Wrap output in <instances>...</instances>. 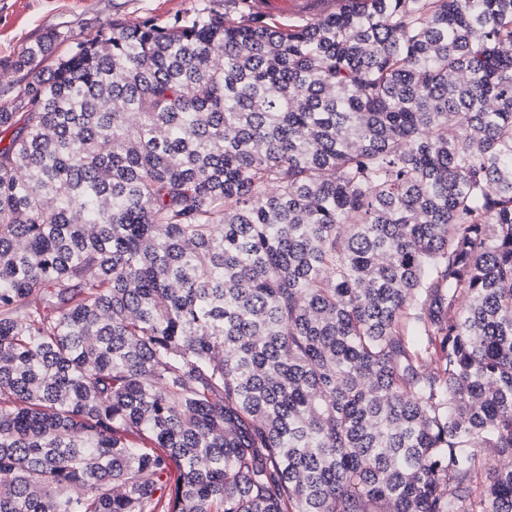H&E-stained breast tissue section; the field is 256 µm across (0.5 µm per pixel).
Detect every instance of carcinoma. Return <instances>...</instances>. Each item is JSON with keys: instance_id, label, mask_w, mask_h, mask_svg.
Here are the masks:
<instances>
[{"instance_id": "1", "label": "carcinoma", "mask_w": 512, "mask_h": 512, "mask_svg": "<svg viewBox=\"0 0 512 512\" xmlns=\"http://www.w3.org/2000/svg\"><path fill=\"white\" fill-rule=\"evenodd\" d=\"M244 4L16 51L0 512H512V0ZM256 1L250 0V9L251 12H253L255 15L260 16H274V17H281L285 20H294V21H313L320 17L332 14L336 12V8L341 5V1L339 0H318L315 4L301 7L300 5H297L295 3L290 2H296L292 0H288V5L285 6L284 10L278 13L269 14V13H263L261 12L256 4Z\"/></svg>"}]
</instances>
